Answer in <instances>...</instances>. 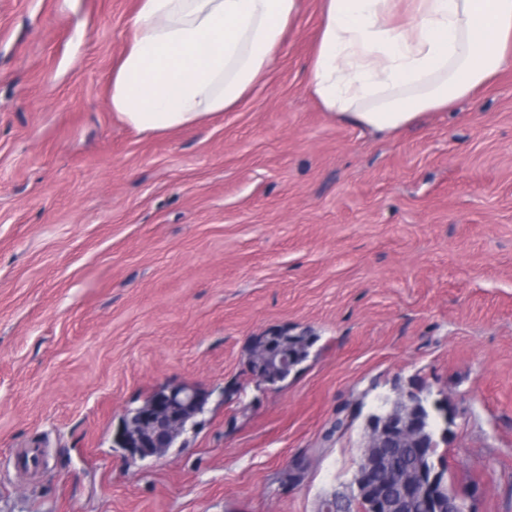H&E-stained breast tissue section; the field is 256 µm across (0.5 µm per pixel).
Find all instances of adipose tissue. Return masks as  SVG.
<instances>
[{"instance_id":"ef3b65f1","label":"adipose tissue","mask_w":512,"mask_h":512,"mask_svg":"<svg viewBox=\"0 0 512 512\" xmlns=\"http://www.w3.org/2000/svg\"><path fill=\"white\" fill-rule=\"evenodd\" d=\"M300 0H137L110 102L165 133L234 110L276 59ZM307 90L379 132L475 95L512 59V0H322Z\"/></svg>"}]
</instances>
